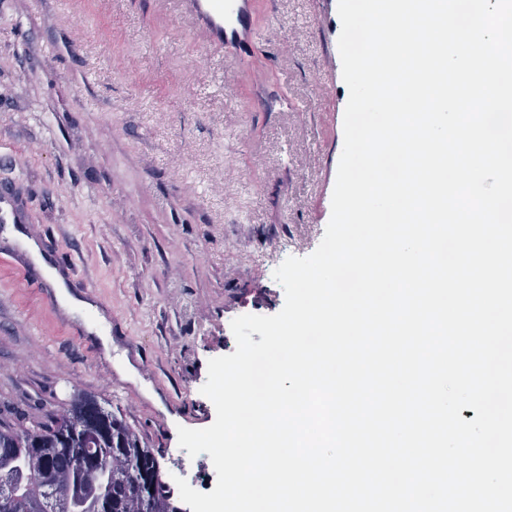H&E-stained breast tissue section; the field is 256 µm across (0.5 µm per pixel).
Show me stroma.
Returning <instances> with one entry per match:
<instances>
[{"instance_id": "stroma-1", "label": "stroma", "mask_w": 512, "mask_h": 512, "mask_svg": "<svg viewBox=\"0 0 512 512\" xmlns=\"http://www.w3.org/2000/svg\"><path fill=\"white\" fill-rule=\"evenodd\" d=\"M252 22L238 54L186 0H0V184L112 323L107 359L0 234V425L88 395L166 484L214 489L177 429L214 422L232 320L283 308L265 258L318 247L344 144L336 0H253Z\"/></svg>"}]
</instances>
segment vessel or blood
<instances>
[{
	"label": "vessel or blood",
	"instance_id": "b4317fda",
	"mask_svg": "<svg viewBox=\"0 0 512 512\" xmlns=\"http://www.w3.org/2000/svg\"><path fill=\"white\" fill-rule=\"evenodd\" d=\"M214 41L227 49L241 50L259 32L251 22L252 0H189ZM25 218L17 200L0 190V224H21Z\"/></svg>",
	"mask_w": 512,
	"mask_h": 512
}]
</instances>
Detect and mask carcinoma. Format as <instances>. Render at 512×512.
Here are the masks:
<instances>
[{
  "mask_svg": "<svg viewBox=\"0 0 512 512\" xmlns=\"http://www.w3.org/2000/svg\"><path fill=\"white\" fill-rule=\"evenodd\" d=\"M106 415L108 431L85 443L65 435L56 414L33 429L0 430V438L12 442L0 451V490L17 492L13 512H42L50 485L40 464L48 450L68 512H175L160 472L142 474L154 454L131 427Z\"/></svg>",
  "mask_w": 512,
  "mask_h": 512,
  "instance_id": "cac0c4a2",
  "label": "carcinoma"
}]
</instances>
